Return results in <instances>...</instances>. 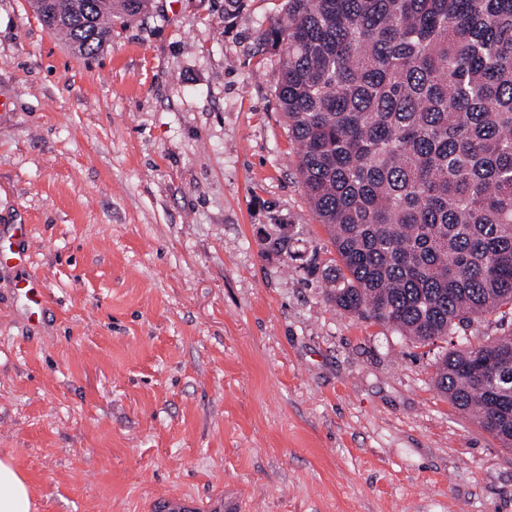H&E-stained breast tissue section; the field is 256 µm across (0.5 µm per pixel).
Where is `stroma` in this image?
I'll list each match as a JSON object with an SVG mask.
<instances>
[{"label": "stroma", "instance_id": "35a3bbf8", "mask_svg": "<svg viewBox=\"0 0 512 512\" xmlns=\"http://www.w3.org/2000/svg\"><path fill=\"white\" fill-rule=\"evenodd\" d=\"M284 0H152L77 55L0 0V238L30 228L45 317L0 266V457L32 512H512V449L433 386L449 342L343 313L336 251L258 42Z\"/></svg>", "mask_w": 512, "mask_h": 512}]
</instances>
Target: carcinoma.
Masks as SVG:
<instances>
[{
  "mask_svg": "<svg viewBox=\"0 0 512 512\" xmlns=\"http://www.w3.org/2000/svg\"><path fill=\"white\" fill-rule=\"evenodd\" d=\"M148 8L61 0L49 29L92 56ZM259 41L340 259L336 308L415 346L512 310V0H285ZM433 382L512 449V328L460 340Z\"/></svg>",
  "mask_w": 512,
  "mask_h": 512,
  "instance_id": "obj_1",
  "label": "carcinoma"
}]
</instances>
